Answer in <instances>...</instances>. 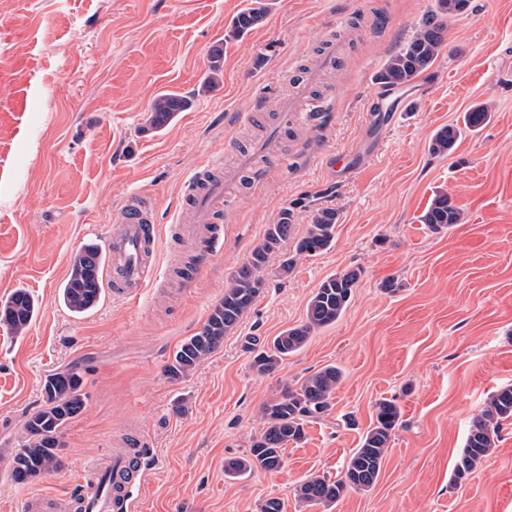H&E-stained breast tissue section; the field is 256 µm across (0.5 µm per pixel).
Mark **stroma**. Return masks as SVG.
Listing matches in <instances>:
<instances>
[{"mask_svg": "<svg viewBox=\"0 0 512 512\" xmlns=\"http://www.w3.org/2000/svg\"><path fill=\"white\" fill-rule=\"evenodd\" d=\"M248 2L0 0V299L21 287L39 304L23 335L0 327V512L66 494L131 434L152 448L144 484L131 489L140 512H258L270 497L284 512H512L511 420L491 454L453 480L472 417L512 385V0H469L433 65L380 112L368 104L383 65L435 0H266L262 22L230 37ZM332 25L342 48L311 91L325 110L305 136L283 132L279 154L256 157L266 179L236 193L221 250L195 278H158L136 303L108 295L71 316L59 300L70 261L86 241L112 236L131 191L156 204V267L187 264L173 222L187 181L212 161L239 165L243 148L266 137ZM218 46L221 81L199 93ZM164 92L193 96L192 108L142 133ZM476 105L490 121L452 154H432L434 132ZM440 192L464 221L434 233L419 217ZM320 209L337 213L330 249L297 257L286 275L270 262L223 346L169 380L165 365L268 225L286 210L300 234ZM350 270L361 278L340 319L258 375L255 343L303 323L320 283ZM328 365L343 380L305 441L288 445L277 470L225 478V459L259 436L262 406ZM66 367L81 373L86 405L63 431V466L14 480L7 458L42 403V381ZM383 399L401 419L376 483L328 507L298 502L301 480L341 473Z\"/></svg>", "mask_w": 512, "mask_h": 512, "instance_id": "stroma-1", "label": "stroma"}]
</instances>
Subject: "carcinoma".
I'll return each mask as SVG.
<instances>
[{"instance_id":"cac0c4a2","label":"carcinoma","mask_w":512,"mask_h":512,"mask_svg":"<svg viewBox=\"0 0 512 512\" xmlns=\"http://www.w3.org/2000/svg\"><path fill=\"white\" fill-rule=\"evenodd\" d=\"M469 0H436L435 8L401 49L392 54L383 66L379 80L387 86L409 83L429 69L442 49L448 24L468 6ZM266 14L264 0H251L232 22V36L239 37L257 26ZM223 53L214 49L210 56L209 74L203 83L208 90L222 75ZM192 106V99L164 92L153 101L150 116L141 133H155L170 124L180 112ZM490 114L476 106L463 116V126L446 125L436 130L429 150L435 155L453 151L463 131H475L488 123ZM420 223L434 232L447 230L463 221V213L446 193L435 195ZM336 211L322 209L314 213L311 224L297 238L294 253L312 257L329 249L335 238ZM293 233L288 211L280 221L268 225L263 241L251 252L250 258L236 271L224 289V296L213 306L207 320L194 335L178 346L172 362L164 373L170 380L189 376L198 364L218 350L228 335L251 308L263 288L260 271L279 251L282 242ZM102 247L95 241L85 243L73 256L70 271L59 288V300L75 317L95 309L104 295V287L96 261ZM360 272L352 270L326 278L308 302L305 322L288 328L272 341L256 350L251 366L260 375H271L288 356L297 353L312 333L334 324L347 308ZM37 312L33 296L24 288L15 289L0 300V326L16 335L24 333ZM342 379L340 368L330 365L308 376L298 387H283L261 410L264 427L253 441L249 452L224 462V475L230 479L242 477L260 468L278 469L283 452L289 444L305 440V424L317 420L331 409V399ZM83 378L74 367L56 370L45 376L42 383V406L26 418L21 447L8 457L12 477L26 481L50 474L62 467L57 453L62 445L63 430L85 408L82 393ZM401 411L392 400L377 404L375 422L363 434L360 446L354 449L341 476L336 479L310 475L295 489L296 497L308 506H329L339 501L350 489H366L378 479L381 465ZM512 419V385L493 393L484 409L470 422L460 458L454 468V481L464 478L496 447L501 422Z\"/></svg>"}]
</instances>
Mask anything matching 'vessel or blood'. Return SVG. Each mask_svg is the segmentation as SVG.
<instances>
[{
	"label": "vessel or blood",
	"mask_w": 512,
	"mask_h": 512,
	"mask_svg": "<svg viewBox=\"0 0 512 512\" xmlns=\"http://www.w3.org/2000/svg\"><path fill=\"white\" fill-rule=\"evenodd\" d=\"M314 84L313 72H303L297 87L307 95L305 105H285L278 114L279 128L294 126L299 119L311 118L319 109V99L310 97ZM262 173L256 168L238 167L225 171L218 164L197 171L186 185L183 200L196 216L195 223L180 226L186 245H196L202 235H209L211 225L224 220V194L229 186L238 183H257ZM121 229L113 234L106 247L103 278L113 295L126 299L137 298L146 280L156 277L158 270L152 262L157 240L152 199L144 193L126 196L119 209ZM210 249H217L220 239L209 235ZM122 451L113 453L106 462L90 466L80 483L61 497L32 496L27 500L29 512H139L136 499L130 496L116 499L113 486H126L130 474L139 470V460L131 455L135 442L123 440Z\"/></svg>",
	"instance_id": "obj_1"
}]
</instances>
